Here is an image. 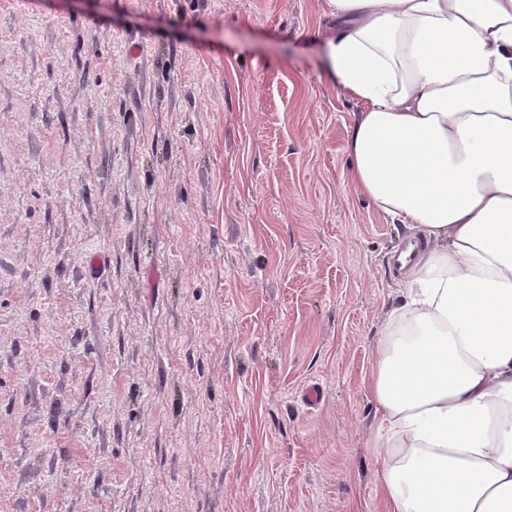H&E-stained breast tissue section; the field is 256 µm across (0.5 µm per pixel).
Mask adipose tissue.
<instances>
[{
	"instance_id": "obj_1",
	"label": "adipose tissue",
	"mask_w": 512,
	"mask_h": 512,
	"mask_svg": "<svg viewBox=\"0 0 512 512\" xmlns=\"http://www.w3.org/2000/svg\"><path fill=\"white\" fill-rule=\"evenodd\" d=\"M349 181L428 245L374 350L382 512H512V0H324Z\"/></svg>"
}]
</instances>
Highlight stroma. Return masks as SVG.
<instances>
[{
  "mask_svg": "<svg viewBox=\"0 0 512 512\" xmlns=\"http://www.w3.org/2000/svg\"><path fill=\"white\" fill-rule=\"evenodd\" d=\"M321 4L0 0V512H380Z\"/></svg>",
  "mask_w": 512,
  "mask_h": 512,
  "instance_id": "1",
  "label": "stroma"
}]
</instances>
